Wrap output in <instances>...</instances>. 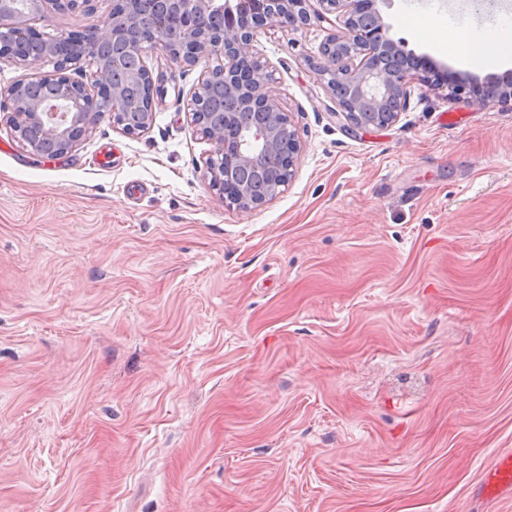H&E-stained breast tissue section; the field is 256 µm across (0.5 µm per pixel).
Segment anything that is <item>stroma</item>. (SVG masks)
<instances>
[{
  "label": "stroma",
  "instance_id": "35a3bbf8",
  "mask_svg": "<svg viewBox=\"0 0 512 512\" xmlns=\"http://www.w3.org/2000/svg\"><path fill=\"white\" fill-rule=\"evenodd\" d=\"M261 31L302 144L270 203L225 207L187 118L200 66L155 50L148 133L101 121L47 159L15 136L0 61V512H512V101L419 80L356 130L311 64L346 32ZM394 40L483 80L381 0ZM112 0L51 14L55 36ZM482 490L492 498L506 493L512 496V448H502L496 452L484 477Z\"/></svg>",
  "mask_w": 512,
  "mask_h": 512
}]
</instances>
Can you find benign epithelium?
Segmentation results:
<instances>
[{
	"label": "benign epithelium",
	"mask_w": 512,
	"mask_h": 512,
	"mask_svg": "<svg viewBox=\"0 0 512 512\" xmlns=\"http://www.w3.org/2000/svg\"><path fill=\"white\" fill-rule=\"evenodd\" d=\"M327 13L346 15L348 34L332 43L315 75L342 82L347 97L337 102L340 115L356 129H383L396 123L418 68L404 43L390 37L378 0H318ZM0 0V59L28 70L26 78L7 90L10 123L18 140L35 154L61 157L105 117L128 136L147 133L161 96L155 85L144 93L129 63L154 49L177 63L197 64L216 56L219 68H204L187 108L190 123L210 141L214 156L206 161L210 183L224 206L241 211L260 207L288 187L302 151L291 113L283 111L265 87L260 65L252 59V43L266 28L310 24L306 0H114L105 29L57 35L41 41L31 23L49 13L86 9L91 0ZM97 64L89 81L71 75L85 60ZM47 62L53 70H44ZM434 90L464 96L478 108L512 99V91L496 92L452 73Z\"/></svg>",
	"instance_id": "1"
}]
</instances>
